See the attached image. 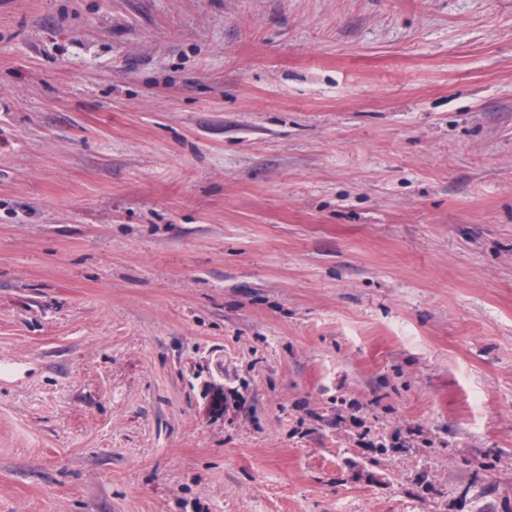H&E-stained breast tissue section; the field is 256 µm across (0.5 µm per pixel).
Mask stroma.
Returning <instances> with one entry per match:
<instances>
[{
  "instance_id": "1",
  "label": "stroma",
  "mask_w": 512,
  "mask_h": 512,
  "mask_svg": "<svg viewBox=\"0 0 512 512\" xmlns=\"http://www.w3.org/2000/svg\"><path fill=\"white\" fill-rule=\"evenodd\" d=\"M0 512H512V0H0Z\"/></svg>"
}]
</instances>
